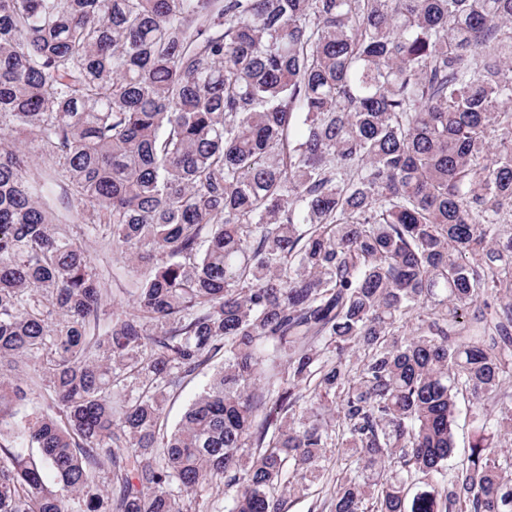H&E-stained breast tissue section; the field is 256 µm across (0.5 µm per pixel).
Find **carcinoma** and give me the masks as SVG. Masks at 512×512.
Masks as SVG:
<instances>
[{
    "label": "carcinoma",
    "mask_w": 512,
    "mask_h": 512,
    "mask_svg": "<svg viewBox=\"0 0 512 512\" xmlns=\"http://www.w3.org/2000/svg\"><path fill=\"white\" fill-rule=\"evenodd\" d=\"M507 215L512 0H0V512H512ZM87 246L92 263L96 271L105 282V287L111 298L107 305L106 315L101 322V327L107 325L108 317L114 313L132 311L133 297L132 292L135 288V278L132 276L137 269H144L147 263L158 262L161 258L159 254L151 257L150 261L133 265L128 257L121 254L120 251L112 249L103 241L100 236L89 235ZM223 362V358L218 356L212 362V365L205 369L197 376L188 379L183 385L182 390L170 399L168 402V424L174 425L177 423L186 407L195 399V397L201 392L203 386L208 381L214 368L220 367ZM457 407L454 428L455 461L462 458L467 452L474 435L470 403L466 398L460 396Z\"/></svg>",
    "instance_id": "carcinoma-1"
}]
</instances>
